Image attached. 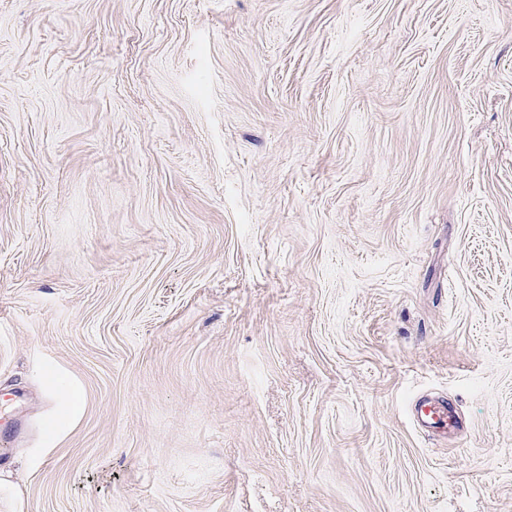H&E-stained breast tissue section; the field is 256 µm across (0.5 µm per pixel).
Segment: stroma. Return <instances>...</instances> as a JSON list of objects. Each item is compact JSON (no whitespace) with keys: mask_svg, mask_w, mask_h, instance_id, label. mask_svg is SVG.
<instances>
[{"mask_svg":"<svg viewBox=\"0 0 512 512\" xmlns=\"http://www.w3.org/2000/svg\"><path fill=\"white\" fill-rule=\"evenodd\" d=\"M3 418L0 512H512V0H0ZM423 422L436 432L448 433L458 426L455 410L443 401H436L419 410Z\"/></svg>","mask_w":512,"mask_h":512,"instance_id":"1","label":"stroma"}]
</instances>
